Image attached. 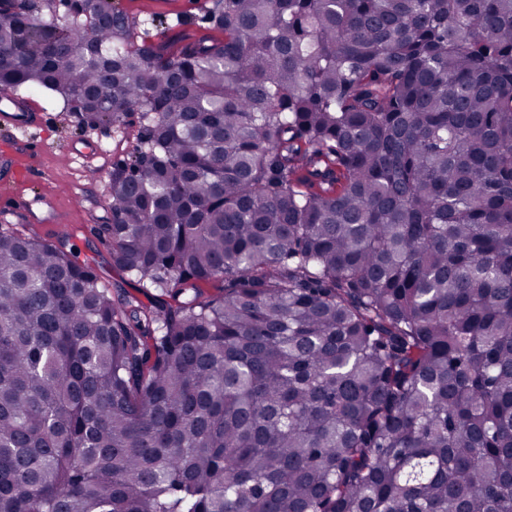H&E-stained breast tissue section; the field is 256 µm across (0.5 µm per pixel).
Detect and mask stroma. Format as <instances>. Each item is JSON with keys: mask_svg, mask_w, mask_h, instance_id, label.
Here are the masks:
<instances>
[{"mask_svg": "<svg viewBox=\"0 0 512 512\" xmlns=\"http://www.w3.org/2000/svg\"><path fill=\"white\" fill-rule=\"evenodd\" d=\"M124 10L157 14L167 23L198 15V0H116ZM27 98L43 112L44 125L25 132L0 126V224L53 242L68 236L79 259L94 262L113 296L137 297L141 291L119 269L91 228L109 218L107 200L113 161L130 149L139 123L130 116L124 136L112 127L79 126L62 99L49 91Z\"/></svg>", "mask_w": 512, "mask_h": 512, "instance_id": "stroma-1", "label": "stroma"}]
</instances>
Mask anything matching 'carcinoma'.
<instances>
[{
  "label": "carcinoma",
  "mask_w": 512,
  "mask_h": 512,
  "mask_svg": "<svg viewBox=\"0 0 512 512\" xmlns=\"http://www.w3.org/2000/svg\"><path fill=\"white\" fill-rule=\"evenodd\" d=\"M0 0V91L140 126L0 225V512H512V0ZM222 284L221 294L201 286ZM203 1L208 0H115V3L130 13L162 15L168 24H174L177 14L187 19L200 14Z\"/></svg>",
  "instance_id": "carcinoma-1"
}]
</instances>
